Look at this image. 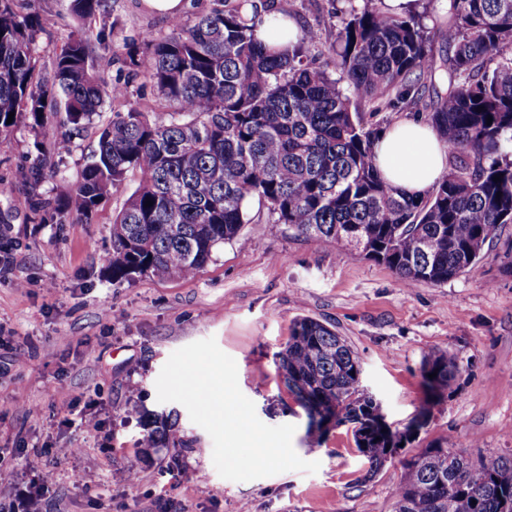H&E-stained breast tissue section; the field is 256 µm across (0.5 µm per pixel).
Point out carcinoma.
Returning a JSON list of instances; mask_svg holds the SVG:
<instances>
[{
  "mask_svg": "<svg viewBox=\"0 0 512 512\" xmlns=\"http://www.w3.org/2000/svg\"><path fill=\"white\" fill-rule=\"evenodd\" d=\"M69 2L76 18H97L99 27L68 34L49 75L38 77L39 18L0 0V144L21 123L39 133L56 118L53 151L60 154L106 102L125 103L100 128L66 195L44 196L39 169L24 176V204L34 217L53 211L88 221L128 174L138 175L112 222V279L195 275L253 221L246 210L253 199L273 223L358 250L405 288L466 273L512 224V0H448V27L438 31L425 23L428 2L397 14L384 0H365L361 9L337 0L341 26L329 51L338 79L317 63L311 32L272 47L257 36L269 5L228 0L191 24L172 19L165 36L148 34L142 50L126 52L128 72L166 103L161 116L129 103L124 85L95 75V48L112 46L105 0ZM436 36L448 43V93L425 120L446 147L448 170L425 195L408 196L378 170L374 147L383 127L364 123L358 103L373 114L417 104L421 75L435 67ZM276 364L309 427L351 426L369 464L364 482L388 460L387 446L400 447L426 426L457 372L446 355L426 360L425 403L385 433L362 389L359 358L335 329L295 320ZM177 420L174 411L150 414L144 442L180 455L192 444ZM394 512H512V458L493 448L475 458L444 453L440 444L425 448L403 464Z\"/></svg>",
  "mask_w": 512,
  "mask_h": 512,
  "instance_id": "carcinoma-1",
  "label": "carcinoma"
}]
</instances>
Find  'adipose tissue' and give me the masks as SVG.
<instances>
[{
  "mask_svg": "<svg viewBox=\"0 0 512 512\" xmlns=\"http://www.w3.org/2000/svg\"><path fill=\"white\" fill-rule=\"evenodd\" d=\"M383 177L409 195L431 189L446 170V151L427 123L406 119L385 130L375 145Z\"/></svg>",
  "mask_w": 512,
  "mask_h": 512,
  "instance_id": "1",
  "label": "adipose tissue"
}]
</instances>
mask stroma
Returning a JSON list of instances; mask_svg holds the SVG:
<instances>
[{"mask_svg": "<svg viewBox=\"0 0 512 512\" xmlns=\"http://www.w3.org/2000/svg\"><path fill=\"white\" fill-rule=\"evenodd\" d=\"M269 2L312 30L321 46L335 41L329 0ZM109 6L112 49L96 50L95 67L112 83L127 80L118 56L141 45L146 33H167L169 20L141 0H109ZM13 7L40 19L36 71L46 74L77 20L67 0H14ZM434 54L437 67L418 106L368 114L365 122L386 127L424 118L448 91L447 44L436 41ZM111 116L104 106L95 127L56 157L59 173L45 179L44 192L54 197L76 183L96 146L97 125ZM53 138V129L36 136L21 125L0 146V180L11 186L0 194V214L14 241L0 263V512H13L26 493L21 471L29 460L54 475L42 490L47 512H393L402 458L429 444L444 439L473 458L484 448L512 455V274L501 269L512 225L468 272L445 284L405 288L388 267L357 250L268 222L253 200V221L239 240L224 244L194 277L147 274L117 282L105 261L112 219L138 178L129 176L91 223L66 213L34 223L15 172L37 163L36 142ZM304 316L335 325L347 339L365 391L397 427L425 401L423 360L444 354L458 366L427 426L370 482L362 480L368 464L350 428L309 430L278 375L275 355ZM210 337L234 358L239 388L258 418L295 425L293 448L319 462L317 472L224 479L209 434L181 404L158 401L156 380L171 353ZM170 410L179 414L180 433L197 442L176 460L166 449L140 446L145 413ZM62 448L71 456H59Z\"/></svg>", "mask_w": 512, "mask_h": 512, "instance_id": "stroma-1", "label": "stroma"}]
</instances>
